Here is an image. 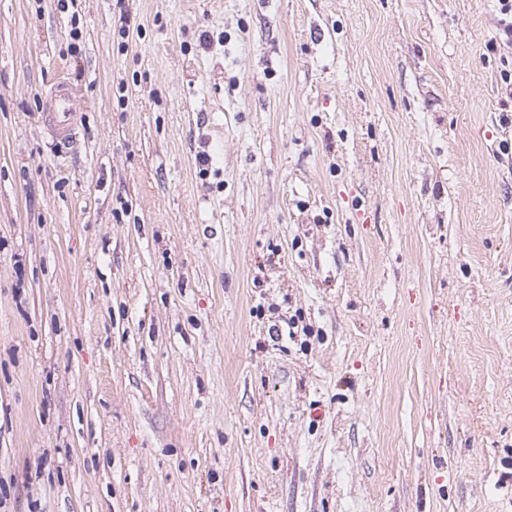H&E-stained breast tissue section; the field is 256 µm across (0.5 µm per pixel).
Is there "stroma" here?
Instances as JSON below:
<instances>
[{
	"mask_svg": "<svg viewBox=\"0 0 512 512\" xmlns=\"http://www.w3.org/2000/svg\"><path fill=\"white\" fill-rule=\"evenodd\" d=\"M126 5L0 0V512H512L497 0ZM80 113L79 100L66 82H59L44 112V123L52 138L61 142L69 140L77 127Z\"/></svg>",
	"mask_w": 512,
	"mask_h": 512,
	"instance_id": "35a3bbf8",
	"label": "stroma"
}]
</instances>
